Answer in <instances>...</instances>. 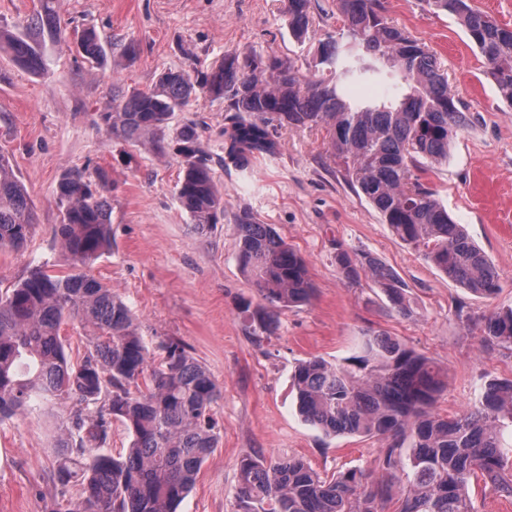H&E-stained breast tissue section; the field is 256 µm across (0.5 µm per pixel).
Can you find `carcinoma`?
<instances>
[{
  "instance_id": "cac0c4a2",
  "label": "carcinoma",
  "mask_w": 512,
  "mask_h": 512,
  "mask_svg": "<svg viewBox=\"0 0 512 512\" xmlns=\"http://www.w3.org/2000/svg\"><path fill=\"white\" fill-rule=\"evenodd\" d=\"M26 32L0 28V50L32 73L46 62L41 38L61 35L58 0H40ZM454 16L477 47L503 100L512 104V29L493 22L469 0H424ZM312 0H286L293 36L311 24ZM339 37L319 43L321 74L307 77L276 56L226 54L206 71L168 70L154 89L114 98L129 138L161 130L173 112L200 92L227 103L228 157L243 169L275 155L277 133L288 127L325 128L330 154L352 185L379 212L392 233L422 252L450 280L491 297L499 274L449 216L436 192L417 175L448 161V147L467 126L462 104L424 44L385 16L380 0H336ZM79 53L99 63L106 51L96 30L77 38ZM388 67L407 88L402 98L349 99L350 87ZM182 178L177 198L196 226L206 230L224 216V199L207 163L198 128L182 126L174 138ZM105 173L71 169L58 198L63 223L55 235L73 261L65 276L36 268L0 294V422L40 402L73 404L56 424L52 482L62 499L53 512H177L218 446L211 411L221 390L176 339L159 342L151 357L130 308L106 284L83 271L112 245ZM34 210L8 157L0 154V247L25 246ZM238 262L265 304L250 309L252 336L274 329L273 312L308 302L313 288L304 259L270 224L245 211L237 218ZM336 265L354 281L369 271L402 316L411 314L407 286L377 257L336 247ZM91 325L96 335L72 362L63 326ZM482 344L512 353V308L478 318ZM445 373L403 342L374 334L358 351L331 364L312 357L298 363L293 385L302 419L327 436L377 437L386 448L373 469L351 468L323 476L300 458L266 459L249 453L239 463L234 512H382L391 496L404 439L412 438L411 477L398 512H475L468 487L480 477L512 497L502 431L512 427V379L492 378L467 412L442 417L432 411ZM118 421L131 441L127 454L100 452ZM78 487L79 496L66 493Z\"/></svg>"
}]
</instances>
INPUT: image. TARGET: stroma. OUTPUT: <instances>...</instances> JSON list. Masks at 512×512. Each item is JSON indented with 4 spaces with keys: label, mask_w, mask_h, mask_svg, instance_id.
I'll use <instances>...</instances> for the list:
<instances>
[{
    "label": "stroma",
    "mask_w": 512,
    "mask_h": 512,
    "mask_svg": "<svg viewBox=\"0 0 512 512\" xmlns=\"http://www.w3.org/2000/svg\"><path fill=\"white\" fill-rule=\"evenodd\" d=\"M383 5L389 21L436 55L467 114L447 162L421 178L497 268L493 298L462 288L397 239L334 163L324 129L281 131L276 155L242 171L224 161L223 100L199 96L164 129L134 139L104 121L114 109L113 93L149 90L164 71H190L229 53L276 56L314 74L319 42L340 29L336 0H312L302 42L288 26L284 0H61L64 38L43 39L45 72L22 70L0 53V152L35 212L26 246L0 248V291L37 266L70 272L55 237L63 219L58 182L76 167L104 171L112 246L89 273L131 309L149 347L181 341L221 389L212 408L218 446L178 512H232L239 462L248 453L298 457L328 475L373 468L384 441L325 436L300 417L292 380L299 362L338 363L366 332L397 338L447 372L448 386L435 404L444 416L468 411L490 378L512 379V354L485 351L468 324L512 307V105L455 17L433 12L424 0ZM86 27L105 45L104 64L89 65L71 47ZM130 45L132 57L125 53ZM190 121L224 197V218L212 230L196 229L177 200L179 157L154 147ZM245 210L302 256L314 288L309 302L278 311L273 334L260 343L241 308L261 302L237 259L236 218ZM340 246L371 253L396 272L408 286L411 315L393 311L368 274L347 281L336 265ZM69 412L55 404L0 423V512H52L59 499L49 479L54 426Z\"/></svg>",
    "instance_id": "35a3bbf8"
}]
</instances>
